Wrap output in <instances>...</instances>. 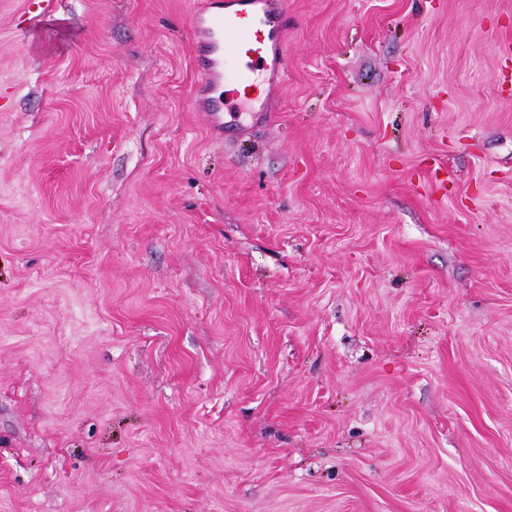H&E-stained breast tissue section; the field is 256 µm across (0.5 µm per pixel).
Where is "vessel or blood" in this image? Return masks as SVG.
<instances>
[{"instance_id":"b4317fda","label":"vessel or blood","mask_w":512,"mask_h":512,"mask_svg":"<svg viewBox=\"0 0 512 512\" xmlns=\"http://www.w3.org/2000/svg\"><path fill=\"white\" fill-rule=\"evenodd\" d=\"M288 20V0H212L209 7L195 12L196 105L213 130L223 128L225 113L269 111V98L247 95L237 102L224 98L219 88L231 80L250 88L262 76L281 87L287 65ZM228 37L238 41L239 54L232 60L224 57Z\"/></svg>"}]
</instances>
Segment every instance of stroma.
Masks as SVG:
<instances>
[{"label": "stroma", "mask_w": 512, "mask_h": 512, "mask_svg": "<svg viewBox=\"0 0 512 512\" xmlns=\"http://www.w3.org/2000/svg\"><path fill=\"white\" fill-rule=\"evenodd\" d=\"M195 0H0V512H512V0H288L212 139Z\"/></svg>", "instance_id": "1"}]
</instances>
